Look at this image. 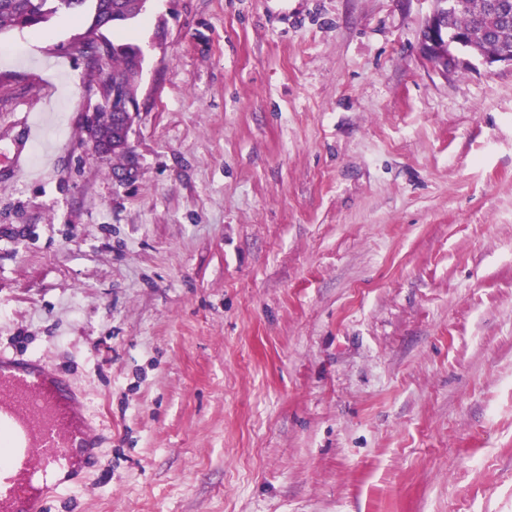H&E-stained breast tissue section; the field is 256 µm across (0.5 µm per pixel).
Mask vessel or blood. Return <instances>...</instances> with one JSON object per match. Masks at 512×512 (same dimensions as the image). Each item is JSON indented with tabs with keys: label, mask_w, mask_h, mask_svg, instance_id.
Returning a JSON list of instances; mask_svg holds the SVG:
<instances>
[{
	"label": "vessel or blood",
	"mask_w": 512,
	"mask_h": 512,
	"mask_svg": "<svg viewBox=\"0 0 512 512\" xmlns=\"http://www.w3.org/2000/svg\"><path fill=\"white\" fill-rule=\"evenodd\" d=\"M78 402L44 361L0 355V512H41L33 483L41 472L92 464L98 437L76 428Z\"/></svg>",
	"instance_id": "1"
}]
</instances>
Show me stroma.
<instances>
[{"instance_id":"35a3bbf8","label":"stroma","mask_w":512,"mask_h":512,"mask_svg":"<svg viewBox=\"0 0 512 512\" xmlns=\"http://www.w3.org/2000/svg\"><path fill=\"white\" fill-rule=\"evenodd\" d=\"M432 8L150 0L125 183L85 22L0 35V351L102 430L46 512H512V68Z\"/></svg>"}]
</instances>
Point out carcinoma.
Wrapping results in <instances>:
<instances>
[{
    "label": "carcinoma",
    "mask_w": 512,
    "mask_h": 512,
    "mask_svg": "<svg viewBox=\"0 0 512 512\" xmlns=\"http://www.w3.org/2000/svg\"><path fill=\"white\" fill-rule=\"evenodd\" d=\"M145 12L143 0H0V34L13 29L37 28L59 14L80 15L86 24L122 25ZM448 40L465 39L460 51L471 58L512 55V0H458L448 12ZM89 63L99 65L112 61L111 73L129 86L137 73L138 62L128 46L112 44L107 50L91 49L84 53ZM117 125L112 110L97 113L94 127L101 150Z\"/></svg>",
    "instance_id": "carcinoma-1"
}]
</instances>
